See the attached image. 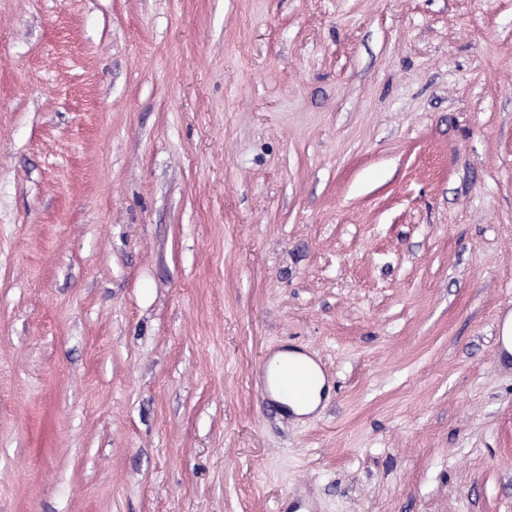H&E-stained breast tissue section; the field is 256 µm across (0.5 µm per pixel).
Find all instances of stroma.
Masks as SVG:
<instances>
[{
	"mask_svg": "<svg viewBox=\"0 0 512 512\" xmlns=\"http://www.w3.org/2000/svg\"><path fill=\"white\" fill-rule=\"evenodd\" d=\"M510 305L512 0H0V512H512ZM283 360H290V362L294 365L308 367V365L313 366L318 373V380L316 381L315 389L310 397V400L307 402H297L291 400L289 397L284 400V403L290 408L291 412L298 416H305L312 413L319 404L320 396L319 390L322 387L324 380L318 369V367L314 364V362L309 359L307 356L297 353V352H288V350L280 351L276 353L272 357V363H278Z\"/></svg>",
	"mask_w": 512,
	"mask_h": 512,
	"instance_id": "stroma-1",
	"label": "stroma"
}]
</instances>
